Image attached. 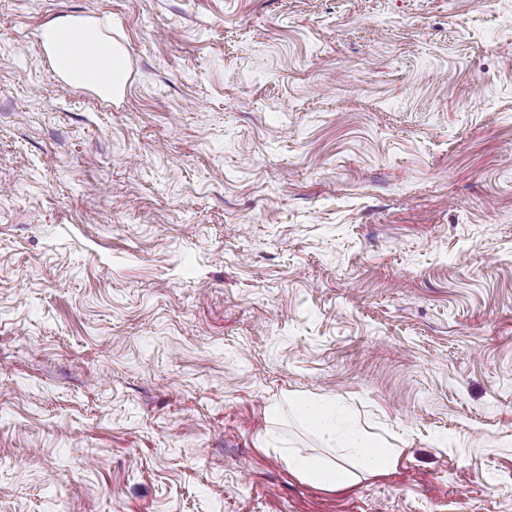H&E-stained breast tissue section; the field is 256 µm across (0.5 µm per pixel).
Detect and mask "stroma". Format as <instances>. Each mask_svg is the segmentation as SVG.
<instances>
[{
  "instance_id": "stroma-1",
  "label": "stroma",
  "mask_w": 512,
  "mask_h": 512,
  "mask_svg": "<svg viewBox=\"0 0 512 512\" xmlns=\"http://www.w3.org/2000/svg\"><path fill=\"white\" fill-rule=\"evenodd\" d=\"M0 512H512V0H0ZM39 36L58 77L75 89H94L112 99L122 94L130 77L122 48L93 23L62 15L45 24ZM289 405L300 421L313 430L336 452L356 462L361 474H381L396 463L398 449L385 439L370 435L350 422L347 410L335 401H315L293 396ZM288 468L295 474L326 489H337L356 483L359 473L335 461L303 456L284 450Z\"/></svg>"
}]
</instances>
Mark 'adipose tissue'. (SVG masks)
<instances>
[{
    "label": "adipose tissue",
    "mask_w": 512,
    "mask_h": 512,
    "mask_svg": "<svg viewBox=\"0 0 512 512\" xmlns=\"http://www.w3.org/2000/svg\"><path fill=\"white\" fill-rule=\"evenodd\" d=\"M40 37L55 74L71 87L95 90L106 99L124 91L130 77L127 55L93 23L58 16L41 28ZM289 405L328 447L355 462L348 468L288 450L284 457L293 473L323 488L337 489L356 483L360 475L381 474L395 465L397 448L353 425L342 405L303 396L292 397Z\"/></svg>",
    "instance_id": "adipose-tissue-1"
}]
</instances>
